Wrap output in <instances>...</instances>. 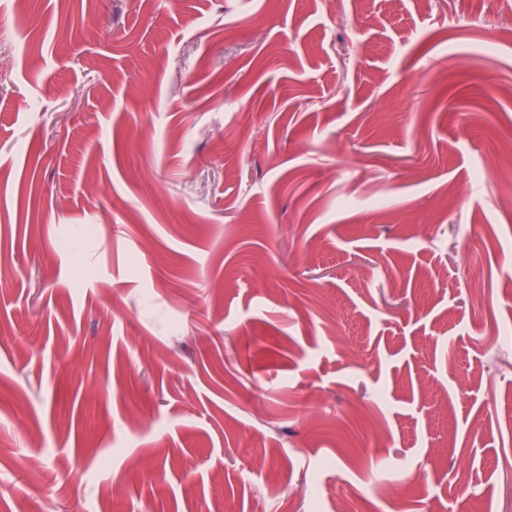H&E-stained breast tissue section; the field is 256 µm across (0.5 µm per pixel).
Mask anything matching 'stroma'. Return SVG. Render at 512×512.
Returning <instances> with one entry per match:
<instances>
[{"label":"stroma","mask_w":512,"mask_h":512,"mask_svg":"<svg viewBox=\"0 0 512 512\" xmlns=\"http://www.w3.org/2000/svg\"><path fill=\"white\" fill-rule=\"evenodd\" d=\"M478 6L0 0V512H512Z\"/></svg>","instance_id":"1"}]
</instances>
